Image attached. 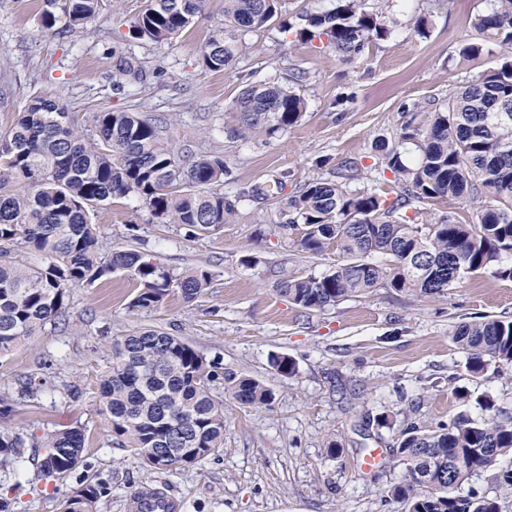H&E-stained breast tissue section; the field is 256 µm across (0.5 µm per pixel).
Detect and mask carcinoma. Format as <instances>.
I'll use <instances>...</instances> for the list:
<instances>
[{"label":"carcinoma","mask_w":512,"mask_h":512,"mask_svg":"<svg viewBox=\"0 0 512 512\" xmlns=\"http://www.w3.org/2000/svg\"><path fill=\"white\" fill-rule=\"evenodd\" d=\"M101 0H43L41 24L60 19L76 28L99 10ZM204 0H148L132 34L152 42L172 40L201 13ZM285 0H224V30L199 52V65L228 68L242 37L259 33L282 15ZM298 31L302 41L321 42L351 60L389 33L364 0H334L310 10ZM482 39L503 51L499 62L468 79L443 107L417 120L409 115L395 145L381 143L377 172L394 196L378 188L312 179L280 210L278 228L298 231L297 251H336L338 260L320 275H279V293L298 308L322 312L378 288L421 296L445 295L464 273L488 272L512 281V0H486L472 19ZM288 83L247 87L236 101L246 140L270 139L304 115V99ZM143 79L124 63L113 85ZM411 144L418 160L408 166L400 147ZM390 173L392 179L385 178ZM228 168L219 155H201L181 167L160 127L136 112H97L84 131L57 100L34 97L14 126L0 131V243L19 244L35 261L22 263L0 251V358L42 335L63 317L70 289L91 286L116 272L135 285L131 307L154 309L177 292L186 302L201 296L212 274L190 268L172 275L136 249L102 257L94 209L135 193L159 224H179L190 237L209 235L232 222L236 202L217 186ZM283 191L279 179L244 188L239 197L264 200ZM454 197L476 207L472 224L423 208ZM452 341L466 354V368L481 374L512 368V320L481 317L462 322ZM219 366L181 337L140 329L112 338V365L98 380L96 403L114 443L157 471L191 468L224 447V406L212 393ZM234 398L268 406L273 391L246 375L229 373ZM43 382L19 379L18 395L37 396ZM485 415L460 414L446 423L409 421L395 448L406 466L388 493L408 512H501L498 499L512 498V470L499 476L495 496L460 493L462 485L512 457V420L485 398ZM15 405L0 400V463H15L27 448H44L41 472L61 478L82 463L86 429L73 425L26 438L12 430ZM104 488L82 484L60 504L61 512H105Z\"/></svg>","instance_id":"carcinoma-1"}]
</instances>
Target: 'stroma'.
Segmentation results:
<instances>
[{
	"label": "stroma",
	"instance_id": "1",
	"mask_svg": "<svg viewBox=\"0 0 512 512\" xmlns=\"http://www.w3.org/2000/svg\"><path fill=\"white\" fill-rule=\"evenodd\" d=\"M390 20L387 38L353 60L302 42L304 11L332 8V0H287L283 23L250 36L235 64L208 71L201 47L224 25V0H206L201 15L168 42L134 38V18L147 0H103L83 28L40 24L41 0H0V130L15 121L31 95L59 100L82 128L101 109L140 113L156 122L180 149L223 155L226 196L271 183L285 174L286 194L305 181L335 178L357 162V185L376 179L378 139L395 141L404 113L443 103L467 76L493 66L495 44L477 59L461 49L473 43L471 18L481 0H366ZM426 19V35L415 31ZM144 67L145 83L115 91L119 61ZM305 79L296 90L306 102L301 122L270 141H241L233 105L250 85L287 82L292 69ZM104 252L140 248L151 261L179 274L202 267L212 283L192 302L171 295L151 310L130 308L133 284L115 276L71 289L65 328L43 335L0 359V397L14 394L23 375L46 378L34 399L17 404L11 424L25 437L71 424L84 425L82 466L62 478L39 474L41 454L0 468V498L10 512H59L80 483L107 488L106 512H130L141 488L162 486L184 512H406L389 494L405 467L393 455L404 420L449 421L480 417L478 399L492 397L512 412V373L472 375L450 332L481 316L512 319V282L487 273L455 282L447 295L424 298L379 289L322 313H304L276 290L270 264L287 260L293 276L318 275L336 262L335 251L301 255L269 222L265 204L244 201L234 222L211 237L190 238L177 224H155L136 196L118 198L92 218ZM257 258L254 266L243 256ZM182 337L224 370L267 383L271 405H241L217 380L224 404V446L193 468L155 471L127 449L113 446L95 403L97 382L112 362V339L141 328ZM292 359V375L270 360ZM83 396L71 401L67 386ZM386 415L392 428L377 427ZM335 450H328V442ZM372 469H364L369 456Z\"/></svg>",
	"mask_w": 512,
	"mask_h": 512
}]
</instances>
